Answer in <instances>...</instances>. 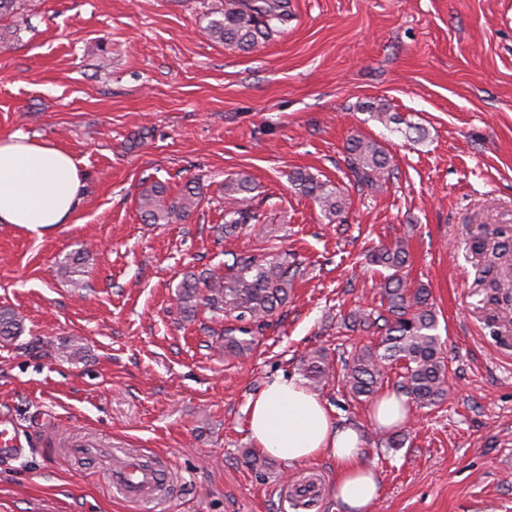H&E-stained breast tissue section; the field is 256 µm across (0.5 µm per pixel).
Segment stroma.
Here are the masks:
<instances>
[{
    "label": "stroma",
    "mask_w": 512,
    "mask_h": 512,
    "mask_svg": "<svg viewBox=\"0 0 512 512\" xmlns=\"http://www.w3.org/2000/svg\"><path fill=\"white\" fill-rule=\"evenodd\" d=\"M287 30L247 52L210 39L224 0H28L0 18V138L71 154L82 180L71 220L39 231L0 224V308L22 335L0 338V420L25 450L0 458V512H343L334 461L252 469L246 406L278 373L324 350L319 396L356 428L379 493L367 512H512V301L488 253L512 250V0H291ZM396 115L382 125L366 107ZM390 153L377 192L357 187L345 145ZM344 197L328 219L295 190L296 170ZM244 173L262 217L224 239V182ZM185 185L186 221L147 224L140 192ZM408 244L406 278L425 284L448 363V397L410 408L381 443L371 401L345 393L342 361L378 335L349 331L352 310L381 308L369 250ZM288 252L294 288L254 350L226 356L206 309L184 318L186 271L220 274L236 254ZM77 262L75 276L63 264ZM81 349L69 358L68 341ZM137 448L173 482L145 505L116 496L105 459L75 458L63 437Z\"/></svg>",
    "instance_id": "35a3bbf8"
}]
</instances>
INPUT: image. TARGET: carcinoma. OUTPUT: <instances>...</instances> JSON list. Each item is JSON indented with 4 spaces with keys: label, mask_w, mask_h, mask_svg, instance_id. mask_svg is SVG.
Listing matches in <instances>:
<instances>
[{
    "label": "carcinoma",
    "mask_w": 512,
    "mask_h": 512,
    "mask_svg": "<svg viewBox=\"0 0 512 512\" xmlns=\"http://www.w3.org/2000/svg\"><path fill=\"white\" fill-rule=\"evenodd\" d=\"M293 19L289 0H224V11L211 19L205 30L214 41L248 51L272 33L287 29ZM345 152L358 187L372 191L382 188L391 172V158L383 146L354 135L347 140ZM290 179L298 192L318 203L327 218L344 212L345 201L331 182L302 170L293 172ZM254 189L251 177L246 174L224 183L227 205L224 223L217 227L222 237L238 234L260 220L252 196ZM165 193V185L154 182L139 195V210L152 224L184 221L198 206V196L191 187L170 203L165 201ZM407 260L408 245L403 240L370 253V264L389 271L380 283L387 308L375 317L354 311L349 320L354 327L372 329L384 337L378 346L364 348L344 360L342 380L351 396L370 399L379 391L386 366L402 362L405 374L396 393L420 407H429L448 395L447 364L429 289L423 284L411 288L401 275ZM224 268L222 275L186 274L179 285L178 301L187 314L203 306L214 318L232 316L238 325L224 328V352L238 357L252 350L254 336L262 333L268 318L288 303L296 266L287 255L278 253L261 257L239 255ZM22 332L23 324L17 313L0 309V337L14 338ZM302 372L309 385H322L330 376L327 357L321 351L308 353L302 360Z\"/></svg>",
    "instance_id": "carcinoma-1"
}]
</instances>
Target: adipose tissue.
Masks as SVG:
<instances>
[{
  "mask_svg": "<svg viewBox=\"0 0 512 512\" xmlns=\"http://www.w3.org/2000/svg\"><path fill=\"white\" fill-rule=\"evenodd\" d=\"M80 177L64 150L22 135L0 140V224L38 230L67 223L78 203ZM254 448L288 463L320 456L338 467L336 498L346 512H366L379 478L364 460V441L334 423L319 395L295 375H280L247 406Z\"/></svg>",
  "mask_w": 512,
  "mask_h": 512,
  "instance_id": "1",
  "label": "adipose tissue"
}]
</instances>
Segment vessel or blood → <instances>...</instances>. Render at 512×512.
<instances>
[{"mask_svg":"<svg viewBox=\"0 0 512 512\" xmlns=\"http://www.w3.org/2000/svg\"><path fill=\"white\" fill-rule=\"evenodd\" d=\"M124 457L121 465L110 466L108 470L113 490L137 504L156 498L166 481L165 473L143 459L138 449L125 450Z\"/></svg>","mask_w":512,"mask_h":512,"instance_id":"1","label":"vessel or blood"}]
</instances>
